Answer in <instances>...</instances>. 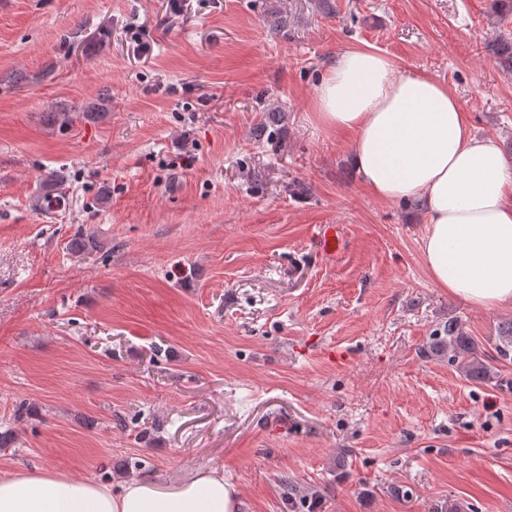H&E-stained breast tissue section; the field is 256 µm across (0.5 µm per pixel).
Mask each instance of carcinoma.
<instances>
[{
	"instance_id": "obj_1",
	"label": "carcinoma",
	"mask_w": 512,
	"mask_h": 512,
	"mask_svg": "<svg viewBox=\"0 0 512 512\" xmlns=\"http://www.w3.org/2000/svg\"><path fill=\"white\" fill-rule=\"evenodd\" d=\"M435 350L448 354V359L463 376L491 382L497 379L496 364L512 360V321L499 326L494 353L490 355L480 352L460 325L451 322L448 323L446 335L437 339Z\"/></svg>"
}]
</instances>
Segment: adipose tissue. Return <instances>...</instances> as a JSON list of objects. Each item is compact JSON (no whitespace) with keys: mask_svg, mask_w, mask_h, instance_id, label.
<instances>
[{"mask_svg":"<svg viewBox=\"0 0 512 512\" xmlns=\"http://www.w3.org/2000/svg\"><path fill=\"white\" fill-rule=\"evenodd\" d=\"M316 117L352 136L362 184L382 201H422L421 252L431 279L477 308L512 304V160L477 136L445 85L351 49L321 76ZM238 488L206 468L119 488L59 471L0 474V512H238Z\"/></svg>","mask_w":512,"mask_h":512,"instance_id":"obj_1","label":"adipose tissue"}]
</instances>
